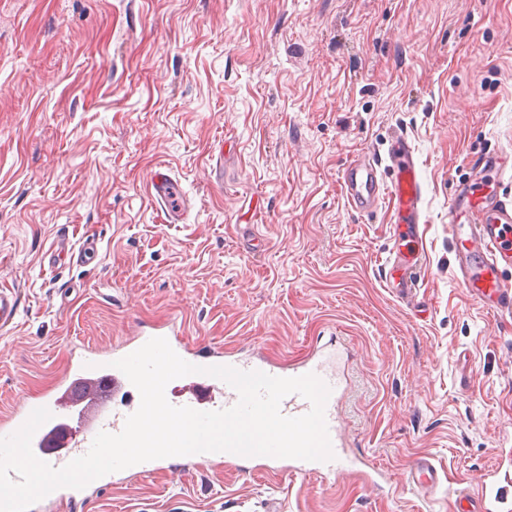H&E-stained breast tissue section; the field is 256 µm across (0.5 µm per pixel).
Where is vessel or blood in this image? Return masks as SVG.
I'll list each match as a JSON object with an SVG mask.
<instances>
[{"instance_id": "b4317fda", "label": "vessel or blood", "mask_w": 512, "mask_h": 512, "mask_svg": "<svg viewBox=\"0 0 512 512\" xmlns=\"http://www.w3.org/2000/svg\"><path fill=\"white\" fill-rule=\"evenodd\" d=\"M343 191L349 211L358 217L373 213L381 197L393 203L395 224L406 225L399 234L392 274L385 286L401 298L411 297L420 286L421 268L426 258L423 226V185L414 149L403 134H395L386 157L361 155L352 159L342 172ZM153 198L163 206L169 223L180 222L182 206L176 201L177 184L165 171L150 180ZM448 227L459 242L458 283L467 294L489 312L512 313V283L502 277L504 267L512 265V200L488 201L477 195L473 185H457L448 210ZM212 364L241 370H259L274 377L291 378L312 374L331 389L325 407V420L334 457L327 462L275 458L273 470L294 475L316 473L324 476L354 471L365 464L364 456L346 447L339 417V403L346 378L338 356L319 348L309 353L301 365L287 368L261 358L241 359L214 355ZM136 389L109 359L88 356L69 369L43 405L52 417L35 432L32 450L36 457L52 467L65 466L89 450L94 437L102 431L120 432L125 419L140 404ZM169 403L199 411H216L234 406L236 391L225 382L203 374H191L172 380L165 389ZM414 487L435 488L439 472L430 458L417 460L411 470ZM456 512H512V469L489 470L477 494L458 493Z\"/></svg>"}]
</instances>
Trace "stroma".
I'll return each mask as SVG.
<instances>
[{"instance_id": "obj_1", "label": "stroma", "mask_w": 512, "mask_h": 512, "mask_svg": "<svg viewBox=\"0 0 512 512\" xmlns=\"http://www.w3.org/2000/svg\"><path fill=\"white\" fill-rule=\"evenodd\" d=\"M404 133L427 218L425 280L383 286L389 203L353 216L346 162ZM512 0H0V421L138 325L293 366L344 354L347 446L384 470L269 477L239 466L118 475L93 505L34 512H455L512 449V314L456 279V183L512 198ZM177 182L184 223L147 185ZM94 240L87 266L49 267ZM431 457L441 485L412 490ZM18 297L12 288L0 289V326L10 325L17 313Z\"/></svg>"}]
</instances>
